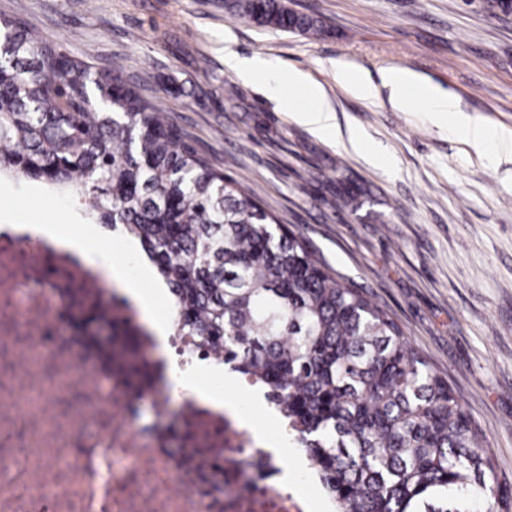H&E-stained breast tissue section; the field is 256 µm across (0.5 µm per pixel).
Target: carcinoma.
<instances>
[{
    "label": "carcinoma",
    "mask_w": 512,
    "mask_h": 512,
    "mask_svg": "<svg viewBox=\"0 0 512 512\" xmlns=\"http://www.w3.org/2000/svg\"><path fill=\"white\" fill-rule=\"evenodd\" d=\"M260 27L317 34L282 0ZM0 176L57 188L139 240L200 345L284 405L336 512H512L486 438L367 293L335 277L116 70L0 15Z\"/></svg>",
    "instance_id": "1"
}]
</instances>
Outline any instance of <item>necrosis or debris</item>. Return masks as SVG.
<instances>
[{"label": "necrosis or debris", "mask_w": 512, "mask_h": 512, "mask_svg": "<svg viewBox=\"0 0 512 512\" xmlns=\"http://www.w3.org/2000/svg\"><path fill=\"white\" fill-rule=\"evenodd\" d=\"M179 367L223 351L173 331ZM120 286L0 227V512H304L249 430L175 398Z\"/></svg>", "instance_id": "necrosis-or-debris-1"}]
</instances>
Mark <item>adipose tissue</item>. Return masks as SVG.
Returning <instances> with one entry per match:
<instances>
[{"mask_svg":"<svg viewBox=\"0 0 512 512\" xmlns=\"http://www.w3.org/2000/svg\"><path fill=\"white\" fill-rule=\"evenodd\" d=\"M224 65L237 77L255 83L269 93L282 111L288 112L297 123L306 126L312 133L323 138L336 134L333 108L326 102L324 91L309 81L304 73L297 70L282 73L265 58H242L229 50L224 53ZM383 82L390 87L399 108L406 109L415 101H424L435 122H447L449 115L460 110L452 93L422 81L413 73H388ZM11 227L19 232L39 236L54 247L80 257L87 265L103 270L121 284L123 297L137 311L144 329L156 342L160 353H167L171 334L172 295L147 259L140 258L137 276L128 274L130 257L138 256L140 251L136 240L126 239L121 249L106 255L97 248L96 243L108 237L109 231L99 224H80L67 229L20 217L12 222ZM168 373L176 390L195 398L208 409L225 412L241 426L248 428L258 446L269 449L289 447L288 438L271 439L266 428L258 422V415L267 409L263 396L253 395V413L240 412L245 388L237 374L209 365L183 370L172 366ZM216 377L223 378V390L209 386V379Z\"/></svg>","mask_w":512,"mask_h":512,"instance_id":"adipose-tissue-1","label":"adipose tissue"}]
</instances>
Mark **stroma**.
Returning <instances> with one entry per match:
<instances>
[{"label": "stroma", "instance_id": "obj_1", "mask_svg": "<svg viewBox=\"0 0 512 512\" xmlns=\"http://www.w3.org/2000/svg\"><path fill=\"white\" fill-rule=\"evenodd\" d=\"M227 2L0 0V13L95 68H120L162 101L186 142L378 301L447 379L512 491V150L464 141L425 103L398 109L382 84L415 73L470 118L512 130V14H491L484 0H284L322 22L313 37L256 26ZM228 49L321 85L339 139L313 135L228 72ZM337 61L369 78L375 97L353 96ZM355 131L382 163L344 147ZM350 191L364 194L358 212L324 206ZM0 207L84 221L76 203L29 180L0 179Z\"/></svg>", "mask_w": 512, "mask_h": 512}]
</instances>
